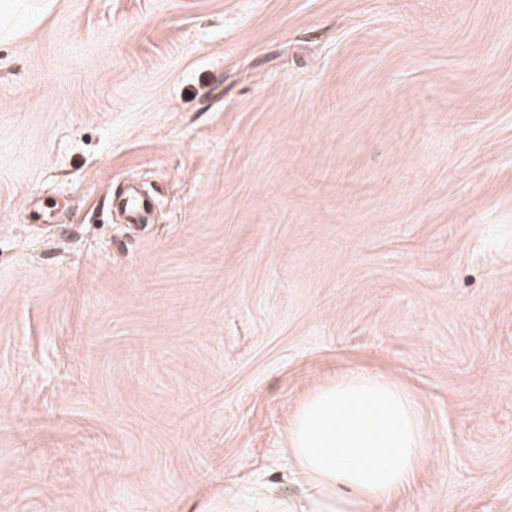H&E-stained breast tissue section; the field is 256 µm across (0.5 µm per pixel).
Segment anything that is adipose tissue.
Returning <instances> with one entry per match:
<instances>
[{
    "label": "adipose tissue",
    "mask_w": 512,
    "mask_h": 512,
    "mask_svg": "<svg viewBox=\"0 0 512 512\" xmlns=\"http://www.w3.org/2000/svg\"><path fill=\"white\" fill-rule=\"evenodd\" d=\"M288 444L296 492L243 482L207 512H375L409 485L429 453L412 396L361 370L344 372L302 402Z\"/></svg>",
    "instance_id": "obj_1"
}]
</instances>
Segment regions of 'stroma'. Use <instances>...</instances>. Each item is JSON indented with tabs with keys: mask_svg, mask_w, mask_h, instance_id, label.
<instances>
[{
	"mask_svg": "<svg viewBox=\"0 0 512 512\" xmlns=\"http://www.w3.org/2000/svg\"><path fill=\"white\" fill-rule=\"evenodd\" d=\"M0 12V512H196L356 368L428 434L380 512H512V0ZM123 209L128 213L130 220L135 223H143L151 210L150 201L136 190H129L123 202Z\"/></svg>",
	"mask_w": 512,
	"mask_h": 512,
	"instance_id": "stroma-1",
	"label": "stroma"
}]
</instances>
